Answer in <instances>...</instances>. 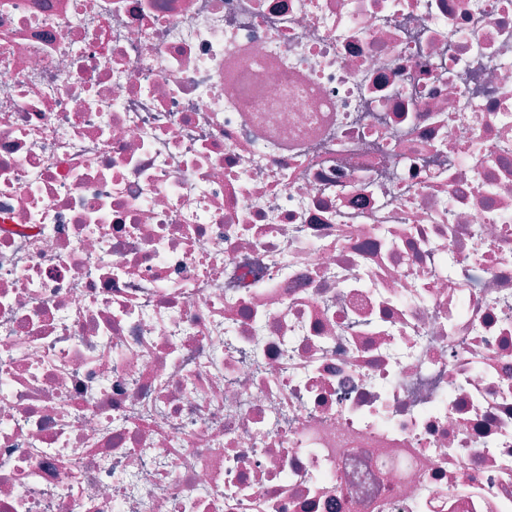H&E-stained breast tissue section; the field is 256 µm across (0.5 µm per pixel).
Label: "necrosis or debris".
Listing matches in <instances>:
<instances>
[{"instance_id": "4bbe7bcc", "label": "necrosis or debris", "mask_w": 512, "mask_h": 512, "mask_svg": "<svg viewBox=\"0 0 512 512\" xmlns=\"http://www.w3.org/2000/svg\"><path fill=\"white\" fill-rule=\"evenodd\" d=\"M0 512H512V0H0Z\"/></svg>"}]
</instances>
